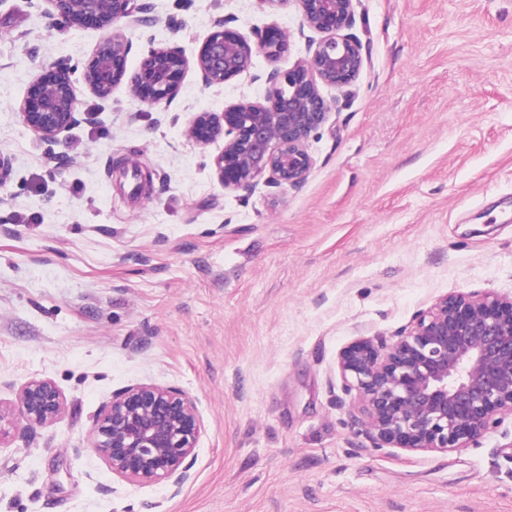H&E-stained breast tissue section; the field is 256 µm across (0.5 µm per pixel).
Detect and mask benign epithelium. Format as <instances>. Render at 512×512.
<instances>
[{
  "mask_svg": "<svg viewBox=\"0 0 512 512\" xmlns=\"http://www.w3.org/2000/svg\"><path fill=\"white\" fill-rule=\"evenodd\" d=\"M294 2L300 30L319 34L310 54L268 77L263 100L243 99L221 112H195L187 135L207 147L223 142L213 158L228 191L294 187L314 164L309 140L329 119L328 88L350 93L364 64L362 44L349 32L358 0ZM48 15L76 27L108 30L120 21L143 23L138 0H44ZM288 35L272 26L246 37L223 28L210 33L188 57L179 47L149 43L137 69L127 73L129 43L118 34L98 44L83 72L98 98L126 84L147 106L167 109L191 69L207 88L248 71L256 54L276 62L289 54ZM78 87L69 72L49 65L33 78L18 116L36 138L58 142L79 119ZM344 391L355 393L373 443L407 451L466 448L512 417V298L445 296L417 314L410 329L389 341L362 338L339 355ZM65 411L50 381L32 379L14 410L0 409V440L13 431L51 424ZM203 429L197 399L172 386L138 383L112 394L91 432L93 452L112 474L137 486L165 483L177 492L190 477Z\"/></svg>",
  "mask_w": 512,
  "mask_h": 512,
  "instance_id": "obj_1",
  "label": "benign epithelium"
}]
</instances>
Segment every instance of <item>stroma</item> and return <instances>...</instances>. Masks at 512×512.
<instances>
[{"label": "stroma", "mask_w": 512, "mask_h": 512, "mask_svg": "<svg viewBox=\"0 0 512 512\" xmlns=\"http://www.w3.org/2000/svg\"><path fill=\"white\" fill-rule=\"evenodd\" d=\"M121 26L135 70L148 43L197 51L225 23L290 37L221 88L188 72L168 111L118 87L79 89L93 113L51 144L18 110L42 65L74 80L104 31L0 5V404L46 379L65 414L0 445V512H512V420L466 449L375 447L338 367L454 294L512 297V0H359L365 62L309 145L296 188H221L186 134L190 113L262 99L308 54L295 5L140 0ZM150 176L131 196L119 168ZM189 390L205 422L192 480L120 481L90 447L114 391Z\"/></svg>", "instance_id": "35a3bbf8"}]
</instances>
